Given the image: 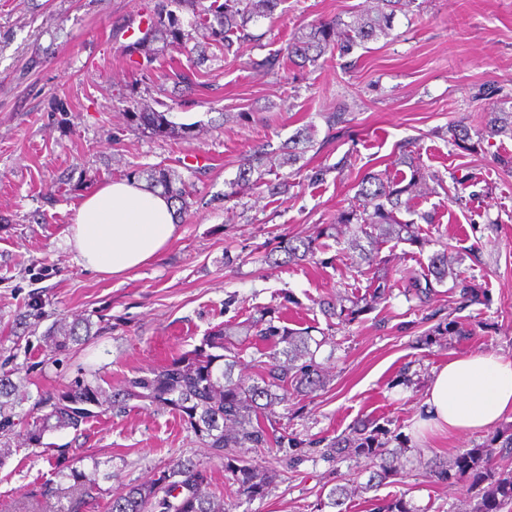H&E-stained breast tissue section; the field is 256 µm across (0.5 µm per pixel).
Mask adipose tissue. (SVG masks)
I'll return each instance as SVG.
<instances>
[{"mask_svg": "<svg viewBox=\"0 0 512 512\" xmlns=\"http://www.w3.org/2000/svg\"><path fill=\"white\" fill-rule=\"evenodd\" d=\"M175 208L143 183L120 180L82 197L66 244L82 269L121 278L155 261L175 239ZM420 433L481 431L512 413V359L454 357L435 372L425 394Z\"/></svg>", "mask_w": 512, "mask_h": 512, "instance_id": "ef3b65f1", "label": "adipose tissue"}]
</instances>
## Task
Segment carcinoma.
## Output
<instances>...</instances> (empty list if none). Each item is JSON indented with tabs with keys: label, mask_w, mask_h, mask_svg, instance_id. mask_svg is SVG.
<instances>
[{
	"label": "carcinoma",
	"mask_w": 512,
	"mask_h": 512,
	"mask_svg": "<svg viewBox=\"0 0 512 512\" xmlns=\"http://www.w3.org/2000/svg\"><path fill=\"white\" fill-rule=\"evenodd\" d=\"M284 0H181L182 6L194 17V30L202 31L209 44L230 51L234 41L249 36L247 25L258 18H272ZM417 0H374L375 6L355 12L344 20L336 17L314 24L288 43V61L298 67L314 65L329 50L344 55L357 46L386 37L396 13L408 10ZM167 0H157L146 15L143 37L132 48L142 52L150 45L163 41L184 45L192 34L183 30L172 13ZM132 125L154 135L180 136L184 128L172 124L166 113L148 105L129 113ZM486 128L500 135L512 134V111L503 108L489 113ZM295 152L276 153L256 150L247 158L238 180L229 183V199L242 188L251 185L250 175L262 167L277 163L283 167L296 163ZM423 175L411 170L410 178L388 180L380 173H367L358 182L357 197L362 209L343 211L338 223L349 228L344 240L352 263L374 266L381 262L379 246L390 239L410 238L414 223L398 218L401 211L410 210V201ZM151 187H160L172 201L176 216L182 217L191 207L185 180L168 167L158 165L147 172ZM316 238L296 237L276 242L265 260L272 264L305 261L314 256ZM454 261L446 254L432 260V274L440 282L452 275ZM388 288L376 287L371 296L351 301V306L336 305L331 300L320 303L323 314L330 318L352 321L359 314L373 308ZM268 343L264 352L261 373L246 380L234 376L237 365L234 333L219 327L203 337L201 344L173 359L169 364L150 369L141 376L130 378L122 386L106 393L98 381L77 378L57 392L38 394L24 414L16 409L30 399L28 392L7 376H0V438L14 435L27 448L45 445L46 435L62 429L81 430L90 418L131 401H148L169 407L176 412L194 434L209 449L212 457L224 465L230 475L234 494L248 501L263 497L274 482L276 474L247 460L241 451L276 446L288 448V464L298 459L297 443L287 432L278 431L273 424L272 406L288 397H311L326 385V377L316 354L321 342L308 332L276 326L263 317L241 328ZM92 322L86 318L58 319L51 327L47 348L53 354L61 353L69 345L91 335ZM27 420H22V417ZM24 421L21 430L17 422ZM399 448H387L376 429L358 430L344 445H333L324 450L328 458L341 461L349 455L364 458L372 469L370 484L382 483L398 475L395 459ZM102 461L91 459L86 467H56L55 476L72 482L67 488L50 487L44 496L70 495L67 512H83L86 500L101 493L100 478L112 474L101 473ZM433 475L441 480L469 481L473 485L487 483L480 502L472 512H503L512 506V469H496L474 449L459 451L455 457L435 461ZM210 477L207 468L191 460L179 461L158 478L135 485H126L109 495L103 504L105 512H224V502L206 492ZM347 489L332 486L320 498L321 508L345 512L343 505ZM375 512H415L404 498L392 499L375 508Z\"/></svg>",
	"instance_id": "cac0c4a2"
}]
</instances>
